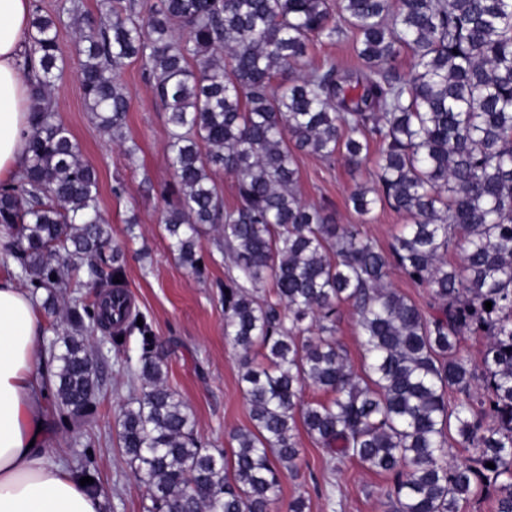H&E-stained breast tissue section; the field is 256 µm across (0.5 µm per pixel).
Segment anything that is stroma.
<instances>
[{"instance_id":"35a3bbf8","label":"stroma","mask_w":512,"mask_h":512,"mask_svg":"<svg viewBox=\"0 0 512 512\" xmlns=\"http://www.w3.org/2000/svg\"><path fill=\"white\" fill-rule=\"evenodd\" d=\"M43 13L56 16L58 43L64 72L54 82L52 110L78 141L82 158L99 174L100 212L112 229V242L123 251L122 286L132 313L145 316L166 350L167 382L190 406L197 429L214 448H232L235 430L251 427L249 406L238 385L239 355L224 336L222 288L227 274L224 257L214 235L202 231L198 252L202 275L188 272L172 254L161 223L165 204L161 190L172 181L166 160L167 124L161 104L155 99L143 61L128 60L121 82L129 96L130 109L123 133L140 150L128 160L99 127L88 109L79 83L80 38L72 4L94 22L106 21L103 0H33ZM298 191L303 201L325 208L337 223L361 224L364 233L380 245L398 235L408 219L387 207H376L368 223L348 202L356 185L374 176L373 161L351 170L343 161L327 163L313 155L298 158ZM123 194H114L116 185ZM136 226H128L129 218ZM98 362L103 393L93 421L73 432H49L46 446L75 465L84 452H91L98 473L106 512H142L141 484L119 446L122 407L134 395L130 370L139 366L138 335L128 336L123 346H114L109 334H86ZM297 437L302 448L298 477L286 479L271 512H288V504L303 498L307 512H384L383 492L387 476L350 463L332 470L321 447L305 432Z\"/></svg>"}]
</instances>
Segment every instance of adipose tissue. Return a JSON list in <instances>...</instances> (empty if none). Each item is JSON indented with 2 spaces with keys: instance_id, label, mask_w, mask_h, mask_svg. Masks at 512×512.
I'll return each mask as SVG.
<instances>
[{
  "instance_id": "1",
  "label": "adipose tissue",
  "mask_w": 512,
  "mask_h": 512,
  "mask_svg": "<svg viewBox=\"0 0 512 512\" xmlns=\"http://www.w3.org/2000/svg\"><path fill=\"white\" fill-rule=\"evenodd\" d=\"M32 0H0V183L28 164L25 66ZM44 322L29 292L0 277V512H104V498L45 448Z\"/></svg>"
}]
</instances>
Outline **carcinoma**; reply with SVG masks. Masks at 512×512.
Returning a JSON list of instances; mask_svg holds the SVG:
<instances>
[{
    "label": "carcinoma",
    "mask_w": 512,
    "mask_h": 512,
    "mask_svg": "<svg viewBox=\"0 0 512 512\" xmlns=\"http://www.w3.org/2000/svg\"><path fill=\"white\" fill-rule=\"evenodd\" d=\"M110 11L112 22L80 28L84 99L122 135L119 72L129 59L150 64L169 127L164 231L196 275L201 230L218 235L224 335L240 353L252 427L233 432L229 454L207 447L123 291L99 304L74 295L82 284L65 270L83 268L93 284L106 265L118 278L123 254L100 215L95 169L44 106L63 60L56 21L37 8L29 162L0 185V225L13 275L47 292L44 307L69 304L72 332L47 381L58 427L96 413L101 378L83 332L110 319L140 337L141 393L118 437L147 490L144 512H269L299 472L300 427L329 464L390 476V512H460L491 494L495 512H512V0H113ZM347 32L362 68L308 67L313 42ZM404 51L416 59L408 77L396 66ZM372 147L375 178L349 200L361 216L383 205L410 218L385 247L297 192V154L357 169ZM218 170L236 179L232 207ZM394 268L429 288L428 310L390 286ZM342 304L356 317L358 372L336 336ZM464 336L485 339L480 361L460 355ZM311 387L328 398L305 401ZM452 430L471 450L460 463L448 462Z\"/></svg>",
    "instance_id": "obj_1"
}]
</instances>
